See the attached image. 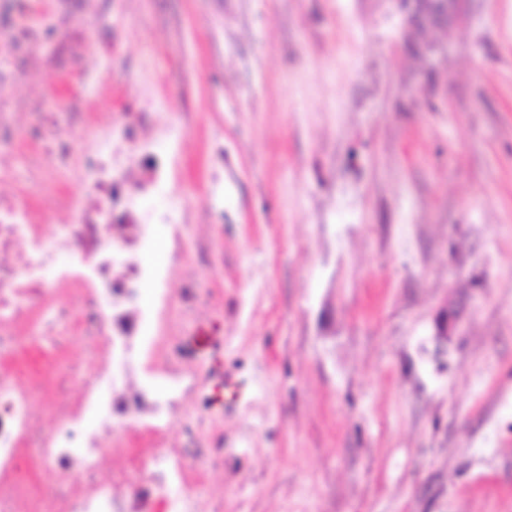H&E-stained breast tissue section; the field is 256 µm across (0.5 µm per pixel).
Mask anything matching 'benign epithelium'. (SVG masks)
Returning <instances> with one entry per match:
<instances>
[{
    "label": "benign epithelium",
    "instance_id": "benign-epithelium-1",
    "mask_svg": "<svg viewBox=\"0 0 512 512\" xmlns=\"http://www.w3.org/2000/svg\"><path fill=\"white\" fill-rule=\"evenodd\" d=\"M400 15L411 51L429 59L436 46L426 38L431 32L456 25L470 0H393Z\"/></svg>",
    "mask_w": 512,
    "mask_h": 512
}]
</instances>
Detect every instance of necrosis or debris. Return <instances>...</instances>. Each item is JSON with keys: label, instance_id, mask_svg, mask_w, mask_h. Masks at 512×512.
<instances>
[{"label": "necrosis or debris", "instance_id": "1", "mask_svg": "<svg viewBox=\"0 0 512 512\" xmlns=\"http://www.w3.org/2000/svg\"><path fill=\"white\" fill-rule=\"evenodd\" d=\"M32 132L41 148L35 172L71 149L51 114H39ZM146 151L128 128L106 126L93 159L82 168L86 201L60 196L55 226L54 216L37 211L30 189L0 195V334L29 326L48 338L56 323L76 320L100 338L93 372L57 407L59 435L26 458L21 447L32 425L31 394L16 384L11 369L0 370V512H204L193 490L205 466L187 461L166 433L193 386H175L163 397L137 375L146 318L136 292L161 274L128 256L153 232L139 215L141 201L165 187L158 173L145 182L131 177ZM62 252L78 257L80 268L47 280L46 269ZM62 286L70 288L73 303L50 305ZM88 412L96 416L90 427L83 421ZM119 418L131 435L118 450L122 464L108 479H95V460ZM26 468L43 478L37 494L20 489ZM79 471L89 473V480L56 495V484Z\"/></svg>", "mask_w": 512, "mask_h": 512}]
</instances>
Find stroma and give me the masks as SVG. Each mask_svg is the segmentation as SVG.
<instances>
[{
  "mask_svg": "<svg viewBox=\"0 0 512 512\" xmlns=\"http://www.w3.org/2000/svg\"><path fill=\"white\" fill-rule=\"evenodd\" d=\"M431 39L392 0H0L15 170L30 113L74 144L40 208L105 122L172 133L141 370L197 379L168 437L205 512H512V0ZM60 341L0 336L31 454L98 357Z\"/></svg>",
  "mask_w": 512,
  "mask_h": 512,
  "instance_id": "1",
  "label": "stroma"
}]
</instances>
